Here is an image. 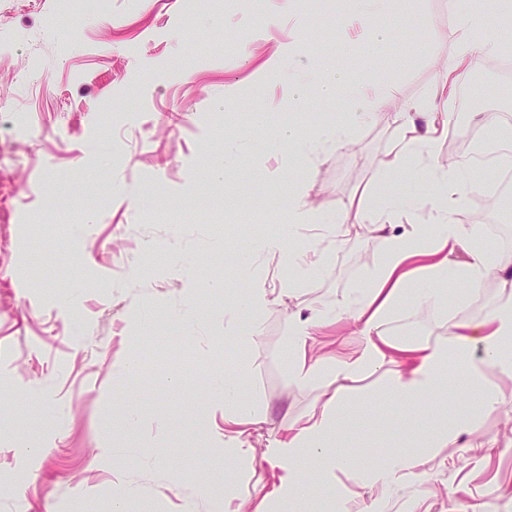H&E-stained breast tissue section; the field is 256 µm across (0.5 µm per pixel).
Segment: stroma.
<instances>
[{
  "instance_id": "35a3bbf8",
  "label": "stroma",
  "mask_w": 512,
  "mask_h": 512,
  "mask_svg": "<svg viewBox=\"0 0 512 512\" xmlns=\"http://www.w3.org/2000/svg\"><path fill=\"white\" fill-rule=\"evenodd\" d=\"M353 0H0V512H214L224 477L253 504L279 471L261 458L268 442L300 425L334 393L325 375L291 383V319L332 307L340 317L323 351L358 348L345 304L368 285L383 244L369 227L336 241L338 218L354 221L351 198L375 202L390 188L419 199L418 223L433 221L435 190L415 173L383 185L399 146L404 104L431 95L457 45L448 0H388L366 26L346 28ZM384 31L388 49L366 57L345 36ZM505 54L481 58L464 84L479 83L468 110L451 103L449 135H476L475 113L512 111ZM345 83L321 96L318 77ZM302 91L305 103L289 98ZM364 92L375 118L316 163L276 151L278 131L336 121ZM265 113L257 122V113ZM238 142L244 159L213 178L206 158ZM458 158L479 171L451 219L483 239L478 205L492 174L512 170V148L494 143ZM300 193L319 221L289 224L274 208ZM327 255L317 273L288 288L271 255L246 280H225L238 257L269 232ZM179 262H171V254ZM271 293L262 334L244 345L224 332V309L244 283ZM512 299L497 277L459 285L434 304L406 299L384 325L392 336L438 343L457 319L480 320ZM194 310L195 335L164 340L166 318ZM139 372H125L128 362ZM393 370L357 384L359 425L338 443L354 472L405 445L421 463L390 494L358 489L373 512H512V373L489 369L500 401L479 426L438 457L422 442L436 416L465 399L406 410L377 401ZM232 372L263 415L255 458L224 457V408L205 389ZM132 495H124L126 487Z\"/></svg>"
}]
</instances>
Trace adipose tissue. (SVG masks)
Segmentation results:
<instances>
[{"mask_svg": "<svg viewBox=\"0 0 512 512\" xmlns=\"http://www.w3.org/2000/svg\"><path fill=\"white\" fill-rule=\"evenodd\" d=\"M458 18L462 37L454 54L441 70L432 97L406 104L398 120L406 155L413 157L415 167L427 171L431 182L439 188L435 229L413 223V202L391 192H382L376 210L359 204L361 220L367 221L372 232L381 234L384 258L370 276L366 289L349 302L348 308L360 325L362 347L350 354L318 357L315 345L320 329L329 324L325 314L312 318L292 320V381L305 385L322 373L335 375L339 386L320 411L312 413L298 427H290L289 435L271 441L263 450L265 460L273 462L281 474L277 487L264 494L254 512H270L271 501L314 498L319 486L335 488L332 498L335 512H349L348 502L352 489L339 482L338 476L350 472L352 466L343 456L335 454L337 441L357 421V407L352 401L351 382L364 373L378 369L384 362H392L395 369L384 389V397L403 407L437 396L456 398L461 389L475 392L476 397L466 416L452 426L433 430L426 442L429 454H439L442 448L457 443L463 431L475 427L480 417L495 408L498 393L485 387L482 380L488 369L495 368L512 373V301L496 307L486 319L474 322L463 320L448 328L444 343L412 342L389 336L383 325L398 311L405 290H412L415 301L427 305L440 299L442 289L456 283L477 288L488 271H496L503 287L512 288V255L495 254L478 246L472 233L461 225L451 223L448 213L458 193L470 185L473 168L467 163H455L441 169L436 163V147L448 134L451 101L459 79L475 68L485 55L496 53L501 45L497 37H489L480 46L471 45L470 32L485 29L483 11L470 0H450ZM373 106L359 99L342 118L317 128L306 139H296L292 133L281 132L279 145L288 153L319 154L347 144L356 124L371 116ZM398 216L408 217V227L398 235L387 233V224ZM464 252L465 262L450 263L449 255ZM269 302L265 289L254 288L244 292L231 312L230 325H245L246 339L252 340L262 333L260 314ZM462 366L460 378L448 377L449 359ZM213 402L224 406V429L235 433L234 443L225 448L229 459L251 457L253 447L241 426L260 424L261 418L242 398L241 378L223 373L213 375L208 382ZM416 453L399 449L379 458L359 477L361 485L387 490L404 476L418 468Z\"/></svg>", "mask_w": 512, "mask_h": 512, "instance_id": "ef3b65f1", "label": "adipose tissue"}]
</instances>
